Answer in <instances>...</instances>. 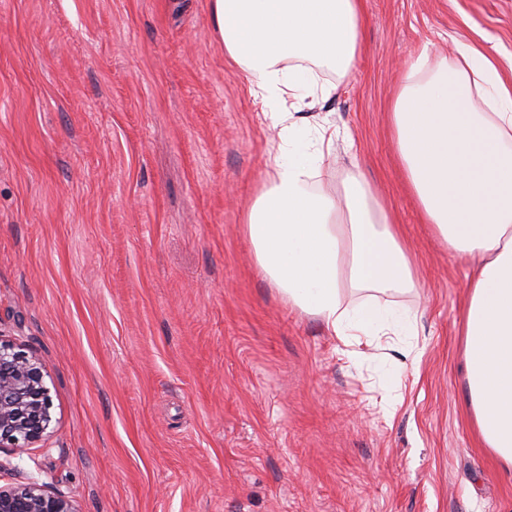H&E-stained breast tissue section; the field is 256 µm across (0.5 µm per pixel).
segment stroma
<instances>
[{"label":"stroma","instance_id":"obj_1","mask_svg":"<svg viewBox=\"0 0 512 512\" xmlns=\"http://www.w3.org/2000/svg\"><path fill=\"white\" fill-rule=\"evenodd\" d=\"M363 51L302 114L401 227L417 288L346 292L405 330L345 347L241 230L276 148L211 0H0V329L45 364L54 432L0 458L81 512H512L468 412V260L423 223L391 103L421 50H489L512 0H364Z\"/></svg>","mask_w":512,"mask_h":512}]
</instances>
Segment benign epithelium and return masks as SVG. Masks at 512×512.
I'll list each match as a JSON object with an SVG mask.
<instances>
[{"instance_id":"benign-epithelium-1","label":"benign epithelium","mask_w":512,"mask_h":512,"mask_svg":"<svg viewBox=\"0 0 512 512\" xmlns=\"http://www.w3.org/2000/svg\"><path fill=\"white\" fill-rule=\"evenodd\" d=\"M40 358L0 330V450L26 452L50 435L53 407ZM0 512H80L69 497L32 481L0 484Z\"/></svg>"}]
</instances>
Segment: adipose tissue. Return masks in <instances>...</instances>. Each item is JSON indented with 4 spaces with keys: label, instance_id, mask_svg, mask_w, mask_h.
<instances>
[{
    "label": "adipose tissue",
    "instance_id": "adipose-tissue-1",
    "mask_svg": "<svg viewBox=\"0 0 512 512\" xmlns=\"http://www.w3.org/2000/svg\"><path fill=\"white\" fill-rule=\"evenodd\" d=\"M212 13L225 54L280 128L274 161L243 216L260 274L345 344L399 324L374 307L344 305L348 287H413L397 225L361 183L341 208L309 189L310 156L323 154L329 134H309L283 106L285 96L309 92L307 73L288 59L342 74L355 67L363 0H212ZM478 97L485 110L475 107ZM393 122L426 222L474 265L462 325L468 409L484 446L512 469V83L485 48L456 43L449 65L423 52L404 70Z\"/></svg>",
    "mask_w": 512,
    "mask_h": 512
}]
</instances>
